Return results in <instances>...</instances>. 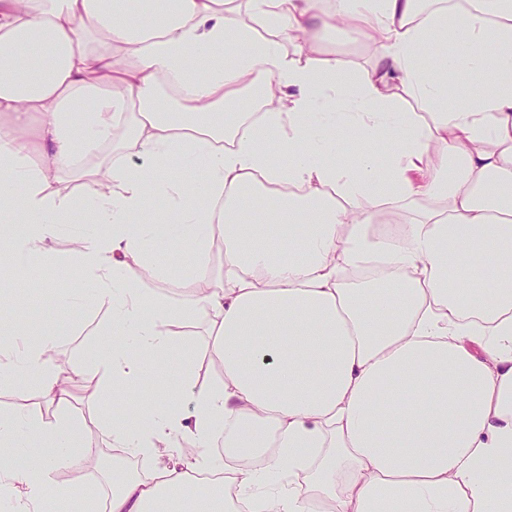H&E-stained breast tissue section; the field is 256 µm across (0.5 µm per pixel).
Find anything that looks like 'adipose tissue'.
<instances>
[{
	"mask_svg": "<svg viewBox=\"0 0 512 512\" xmlns=\"http://www.w3.org/2000/svg\"><path fill=\"white\" fill-rule=\"evenodd\" d=\"M233 2L0 0V258L56 263L54 235L83 213L59 303L92 290L112 339L81 375L167 382L170 329L199 312L224 370L191 410L164 390L143 402L148 427L105 417L113 447L157 465L83 497L86 512L202 497L236 512L192 481L217 468L251 512H512V0H245L244 21ZM338 25L374 47L358 76L319 55ZM491 72L481 96L449 98ZM256 85L274 107L244 129ZM348 135L361 152L345 168ZM175 161L204 179L176 180ZM272 185L284 194L253 209ZM151 197L165 215L136 222ZM389 217L396 234H378ZM186 236L198 260L182 282L155 254ZM146 267L167 293L140 288ZM56 345L1 346L0 380L68 406ZM86 457L77 422L0 416V486L25 512Z\"/></svg>",
	"mask_w": 512,
	"mask_h": 512,
	"instance_id": "obj_1",
	"label": "adipose tissue"
}]
</instances>
